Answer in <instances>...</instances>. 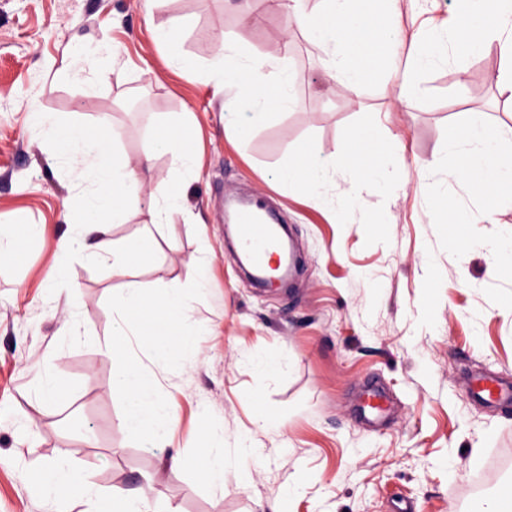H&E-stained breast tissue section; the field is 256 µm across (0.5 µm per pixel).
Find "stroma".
<instances>
[{
	"instance_id": "stroma-1",
	"label": "stroma",
	"mask_w": 512,
	"mask_h": 512,
	"mask_svg": "<svg viewBox=\"0 0 512 512\" xmlns=\"http://www.w3.org/2000/svg\"><path fill=\"white\" fill-rule=\"evenodd\" d=\"M251 10L247 20L233 0H154L149 12L142 0H0V234L26 247L24 258L0 257V512H95L97 493L135 496L149 476L145 512H270L283 495L288 512H395L400 500L413 512H482L497 483L512 482V406L487 407L465 384L476 370L512 381V270L489 274L512 263V187L490 194L431 172L458 214L492 216L442 224L416 173L471 118L505 130L501 148L512 149V99L493 81L496 48L449 57L403 102L385 91L393 74L374 72L357 106L328 77L322 48L286 34L265 0H251ZM153 21L182 24L179 49L193 70L176 68L157 46ZM223 40L248 57L278 51L296 97L235 143L224 135L235 92L207 80ZM102 41L120 55L89 86L70 48ZM35 110L106 126L134 164L167 122L185 119L195 167L155 154L127 223L108 227L128 243L153 238L132 278L59 253V240L79 231L70 205L89 182L54 154ZM350 130L392 141L409 163L406 180L382 185L365 216L347 203L343 174L325 187L331 210L278 177L302 148L339 157ZM170 184L195 223H154L148 196ZM228 192L260 196L281 215L302 259L292 287H253L225 236ZM30 224L44 235L28 237ZM199 262L205 288L188 311L202 329L195 356L172 371L136 353L177 414L167 444L151 448L122 427L107 300L131 280L187 286ZM59 272L77 289L79 316L49 286ZM46 378L64 384L57 401L38 393ZM372 383L390 399L376 426L358 414ZM261 411L263 429L254 422ZM203 420L224 429L220 487L197 467L198 449L213 444ZM59 461L82 472L93 497L31 490L27 475Z\"/></svg>"
}]
</instances>
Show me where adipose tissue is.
Returning <instances> with one entry per match:
<instances>
[{
    "label": "adipose tissue",
    "mask_w": 512,
    "mask_h": 512,
    "mask_svg": "<svg viewBox=\"0 0 512 512\" xmlns=\"http://www.w3.org/2000/svg\"><path fill=\"white\" fill-rule=\"evenodd\" d=\"M321 13L308 14L305 0H273L272 7L288 20L299 25L306 38L326 47L331 53L330 76L343 82L353 103H360L362 87L370 69L384 59H391L399 41L396 29L388 23L375 21L365 11L356 9V0H323ZM465 11L477 24L475 37L458 40L454 18L443 20L440 28L417 32L414 48L409 51L402 66L396 69L400 95L411 94L417 72L447 61L449 54L465 55L488 44L496 45L501 67L495 77L496 85L512 91V0H463ZM209 76L217 85L237 86L249 102L252 112L244 123L227 122V133L237 139L245 137L266 118L268 104L279 108L293 102L291 76L281 65L276 53L252 58L241 63L232 47L217 51L208 68ZM37 125L46 129L57 154L80 162L91 176L95 188L82 195L75 207V221L95 226L100 235L94 247H87L84 239L68 238L58 244L59 252L67 257L91 255L96 259L111 258L112 272L126 276L130 273L133 257L128 246L106 237L109 223L120 224L126 218L124 202L136 201L143 184L141 173L118 156L106 134L90 135L77 123L63 124L44 113H35ZM504 134L489 129L482 121L471 120L458 127L451 136L449 148L459 150L457 164L447 158L433 157L419 173V184L426 192L434 187L428 180L433 170L447 171L455 181L475 180L488 190H495L505 173L512 172V153L493 152L492 144L501 142ZM341 165L351 175L349 199L367 209L376 183L389 170L405 171L404 156L368 149H346ZM332 163L319 160L311 150L303 149L289 156L284 170L286 180L306 178L309 187L322 189ZM31 488L36 493L58 497L61 489H70L72 495L83 496L89 491L84 476L66 464L59 463L44 470Z\"/></svg>",
    "instance_id": "obj_1"
}]
</instances>
